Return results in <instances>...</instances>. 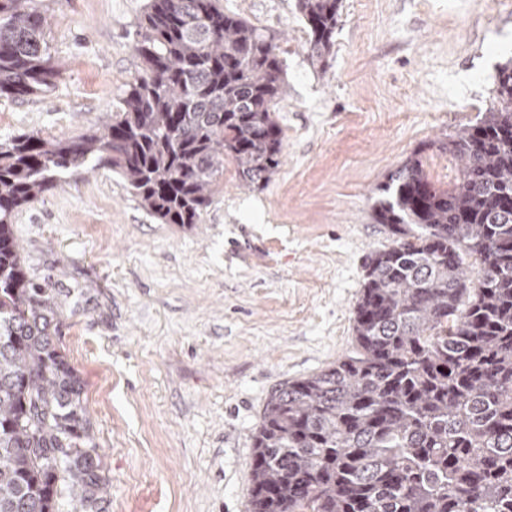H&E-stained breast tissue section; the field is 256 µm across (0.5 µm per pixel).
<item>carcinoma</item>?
Listing matches in <instances>:
<instances>
[{
    "instance_id": "carcinoma-1",
    "label": "carcinoma",
    "mask_w": 512,
    "mask_h": 512,
    "mask_svg": "<svg viewBox=\"0 0 512 512\" xmlns=\"http://www.w3.org/2000/svg\"><path fill=\"white\" fill-rule=\"evenodd\" d=\"M312 63L332 54L338 0H298ZM36 0H0V99L50 89L60 66ZM143 72L101 129L0 142V512H106L85 381L53 341L62 309L24 269L12 217L67 171L108 167L162 224L201 223L232 161L264 187L283 150L275 36L217 0H149ZM443 189L419 154L379 188L353 312L354 351L269 398L247 512H512V63L496 101L438 141ZM483 265L469 288L462 254ZM425 169L432 181L437 185L447 187L459 176V164L450 154L442 153L436 149L424 153Z\"/></svg>"
}]
</instances>
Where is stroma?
<instances>
[{"mask_svg": "<svg viewBox=\"0 0 512 512\" xmlns=\"http://www.w3.org/2000/svg\"><path fill=\"white\" fill-rule=\"evenodd\" d=\"M148 0H38L61 74L0 100V141L96 128L141 72ZM276 33L288 93L282 163L264 188L233 163L202 221L149 215L101 168L16 214L30 275L63 309L56 339L85 381L107 512H246L254 434L272 392L354 349L366 255L391 246L375 189L418 148L439 185L459 164L433 141L494 103L512 59L504 0H340L327 69L297 0H220Z\"/></svg>", "mask_w": 512, "mask_h": 512, "instance_id": "1", "label": "stroma"}]
</instances>
